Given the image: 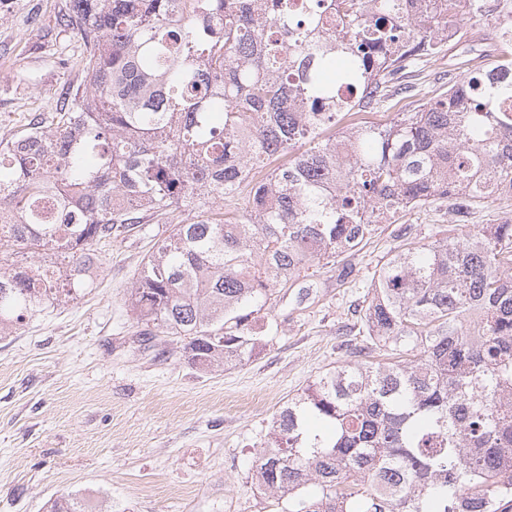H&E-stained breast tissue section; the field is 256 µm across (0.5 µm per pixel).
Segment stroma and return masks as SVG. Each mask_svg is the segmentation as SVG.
Instances as JSON below:
<instances>
[{
    "label": "stroma",
    "instance_id": "1",
    "mask_svg": "<svg viewBox=\"0 0 512 512\" xmlns=\"http://www.w3.org/2000/svg\"><path fill=\"white\" fill-rule=\"evenodd\" d=\"M68 0H0V140L33 115L61 108L84 80L83 44L62 18ZM418 82L428 99L448 87L453 64L499 54L490 28L467 20ZM157 227L96 242V287L0 338V512H46L83 497L91 512H279L252 462L272 422L344 356L342 343L385 256L398 246L381 225L351 260L309 271L268 305L276 335L249 360L193 367L179 338L143 337L129 292L155 250Z\"/></svg>",
    "mask_w": 512,
    "mask_h": 512
}]
</instances>
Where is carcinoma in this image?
<instances>
[{
    "label": "carcinoma",
    "instance_id": "1",
    "mask_svg": "<svg viewBox=\"0 0 512 512\" xmlns=\"http://www.w3.org/2000/svg\"><path fill=\"white\" fill-rule=\"evenodd\" d=\"M473 18L499 58L329 137L412 94ZM65 22L84 84L0 140V241L37 258L0 254V337L94 284V242L167 223L130 291L142 335L180 338L202 369L241 362L274 331L276 290L378 225L430 206L469 224L512 200V0H69ZM355 311L364 338L276 414L259 484L282 512H502L512 218L397 247Z\"/></svg>",
    "mask_w": 512,
    "mask_h": 512
}]
</instances>
